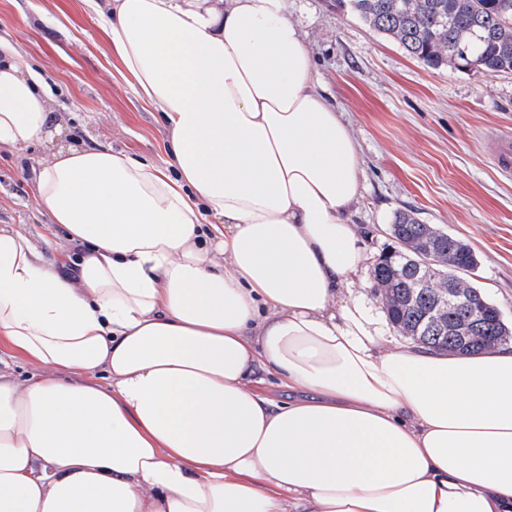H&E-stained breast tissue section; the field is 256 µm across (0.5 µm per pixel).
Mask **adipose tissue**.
Returning <instances> with one entry per match:
<instances>
[{
  "label": "adipose tissue",
  "instance_id": "obj_1",
  "mask_svg": "<svg viewBox=\"0 0 512 512\" xmlns=\"http://www.w3.org/2000/svg\"><path fill=\"white\" fill-rule=\"evenodd\" d=\"M84 3L170 161L43 160L75 269L0 226V337L43 368L0 372V512H512V342L398 346L356 293L359 146L287 0ZM55 125L0 38V145Z\"/></svg>",
  "mask_w": 512,
  "mask_h": 512
}]
</instances>
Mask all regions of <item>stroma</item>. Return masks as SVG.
Wrapping results in <instances>:
<instances>
[{
    "label": "stroma",
    "mask_w": 512,
    "mask_h": 512,
    "mask_svg": "<svg viewBox=\"0 0 512 512\" xmlns=\"http://www.w3.org/2000/svg\"><path fill=\"white\" fill-rule=\"evenodd\" d=\"M288 11L359 145L364 191L356 222L366 268L395 248V213L414 212L471 246L479 259L472 281L512 324V176L490 162L491 134L512 130V74L431 67L338 0H288ZM0 37L46 76L61 119L51 142L0 146V225L71 264L80 250L35 198L40 161L60 145H103L162 165L165 131L121 78L83 0H0Z\"/></svg>",
    "instance_id": "35a3bbf8"
}]
</instances>
